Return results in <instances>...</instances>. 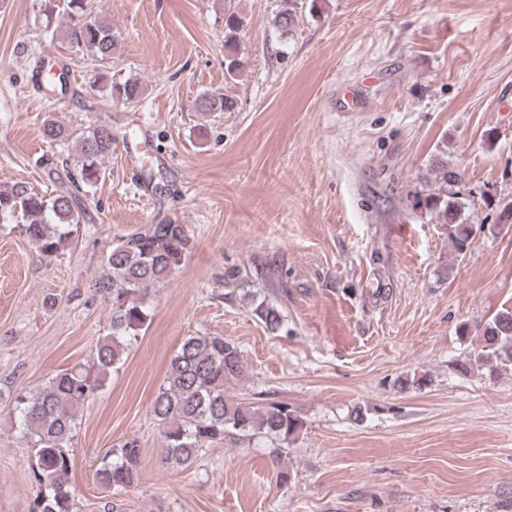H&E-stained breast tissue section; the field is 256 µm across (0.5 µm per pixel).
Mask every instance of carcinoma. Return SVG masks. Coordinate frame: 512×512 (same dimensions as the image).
I'll use <instances>...</instances> for the list:
<instances>
[{
  "label": "carcinoma",
  "instance_id": "1",
  "mask_svg": "<svg viewBox=\"0 0 512 512\" xmlns=\"http://www.w3.org/2000/svg\"><path fill=\"white\" fill-rule=\"evenodd\" d=\"M85 2L68 0L67 37L84 46L92 59H108L114 46L112 29L102 21L87 19ZM298 23L292 8L281 10L274 19L283 32ZM102 90L112 101L123 104H133L143 94L136 81H111ZM232 107L233 102L222 94L203 95L197 104L202 112H224ZM42 135L52 143L75 141L77 175L73 184L77 190L99 181L104 161L117 148L109 124L77 133L47 120ZM459 181L454 167L440 159L422 177L424 186L410 195V205L439 225L454 258L463 259L476 235L487 227L470 220L465 198L448 192V186ZM81 220L82 210L69 191L48 198L24 182L0 190V224L14 225L44 257H57L70 249L80 235ZM193 248V238L184 224H149L124 236L106 252L101 271L89 284L93 297L109 308V333L98 340L93 363L62 370L41 388L15 394L20 434L32 448L30 479L38 486L29 512H73L68 475L78 414L118 371L128 346L150 321L146 294L178 271ZM254 312L268 329L280 327L281 315L275 306L262 302ZM480 344V351L460 364L461 370L493 364L512 368L511 308L497 311L483 324ZM244 371L241 351L232 341L212 335L183 339L151 404L167 462L187 467L204 448L230 436L266 438L284 446L300 433L303 419L286 403L272 401L256 407L228 398L227 388ZM140 458L141 448L135 439L110 449L96 472V482L109 496L119 495L135 483Z\"/></svg>",
  "mask_w": 512,
  "mask_h": 512
}]
</instances>
